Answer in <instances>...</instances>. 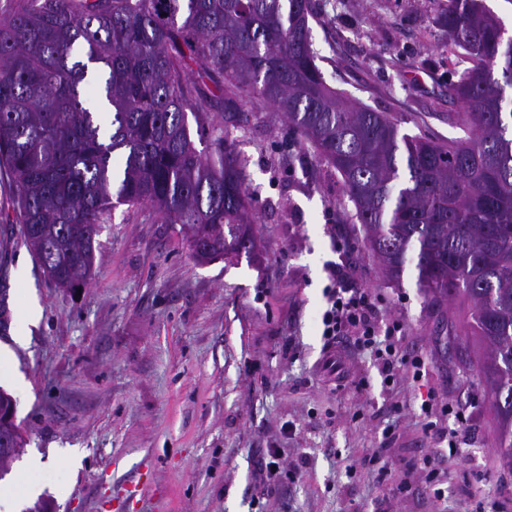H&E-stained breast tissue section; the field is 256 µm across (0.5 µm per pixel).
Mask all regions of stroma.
Listing matches in <instances>:
<instances>
[{"mask_svg": "<svg viewBox=\"0 0 512 512\" xmlns=\"http://www.w3.org/2000/svg\"><path fill=\"white\" fill-rule=\"evenodd\" d=\"M312 41L327 84L396 119L402 133L448 140L459 106L449 94L461 49L438 24L448 0H313ZM235 133L248 160L256 257L199 263L179 225L147 207L115 208L95 243V277L58 287L23 244L15 187L0 174V389L16 401L26 443L9 470L43 485L54 512H115L126 484L151 467L141 512H480L512 507L492 446L491 412L475 374L444 354L439 313L414 272L388 285L364 250L339 175L304 136L245 102ZM350 247L338 251L335 237ZM370 289L383 316L406 327L400 344L425 374L383 385L379 361L343 336L334 346L349 377L326 375L321 315L328 266ZM36 324L24 326L29 305ZM27 330L26 344L14 336ZM470 423L460 466L446 468L432 503L413 463L447 451L426 429L428 397ZM279 448L292 478L253 479L262 449ZM394 460L382 472L369 458ZM39 456L42 469L28 470ZM410 482L412 492L397 487Z\"/></svg>", "mask_w": 512, "mask_h": 512, "instance_id": "obj_1", "label": "stroma"}]
</instances>
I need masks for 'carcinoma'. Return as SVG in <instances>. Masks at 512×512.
Listing matches in <instances>:
<instances>
[{
  "label": "carcinoma",
  "mask_w": 512,
  "mask_h": 512,
  "mask_svg": "<svg viewBox=\"0 0 512 512\" xmlns=\"http://www.w3.org/2000/svg\"><path fill=\"white\" fill-rule=\"evenodd\" d=\"M0 15V168L23 243L60 288L92 280L118 205L179 224L200 262L257 253L247 160L229 130L248 99L296 127L340 175L385 281L416 285L463 321L448 335L492 414L512 474V37L483 0H448L440 26L470 63L449 89L463 136L399 132L336 92L311 41V0H11ZM208 92L201 91V86ZM97 106H87L88 95ZM216 133L214 149L195 146Z\"/></svg>",
  "instance_id": "cac0c4a2"
}]
</instances>
